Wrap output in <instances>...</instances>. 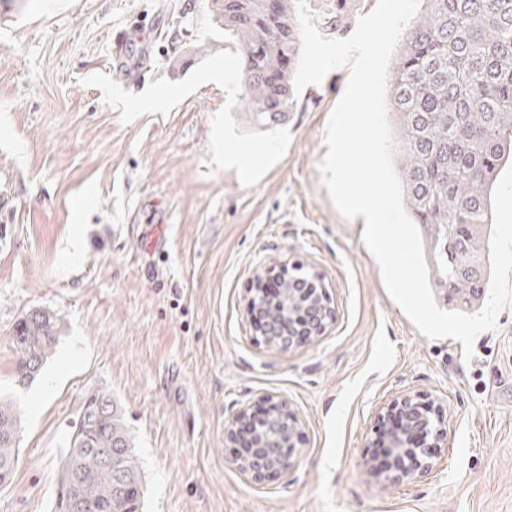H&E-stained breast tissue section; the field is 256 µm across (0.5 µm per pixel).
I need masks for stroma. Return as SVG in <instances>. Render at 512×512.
<instances>
[{
  "instance_id": "obj_1",
  "label": "stroma",
  "mask_w": 512,
  "mask_h": 512,
  "mask_svg": "<svg viewBox=\"0 0 512 512\" xmlns=\"http://www.w3.org/2000/svg\"><path fill=\"white\" fill-rule=\"evenodd\" d=\"M233 46L209 0H0V395L23 409L0 512H53L66 442L101 389L135 439L142 512H512V305L469 361L420 333L364 217H342L322 183L347 69L256 131ZM279 262L324 277L334 321L315 343L253 335V272ZM34 309L61 316L60 336L20 388L11 337ZM406 393L448 428L434 472L409 485L389 480L370 432ZM270 394L304 443L257 483L224 428Z\"/></svg>"
}]
</instances>
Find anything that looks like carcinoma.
<instances>
[{
  "instance_id": "obj_1",
  "label": "carcinoma",
  "mask_w": 512,
  "mask_h": 512,
  "mask_svg": "<svg viewBox=\"0 0 512 512\" xmlns=\"http://www.w3.org/2000/svg\"><path fill=\"white\" fill-rule=\"evenodd\" d=\"M357 0H325L322 28L344 34ZM406 26L387 90L397 118L394 148L403 199L422 225L433 284L470 307L491 280L488 265L496 178L512 160V0H420ZM215 22L237 43L247 119L259 129L298 109L300 52L295 0H211ZM299 267L283 295L311 296ZM59 317L35 310L15 327V381L25 387L52 354ZM21 407L0 398V484L17 462ZM54 512H141L144 485L131 434L105 390L84 401L69 438Z\"/></svg>"
}]
</instances>
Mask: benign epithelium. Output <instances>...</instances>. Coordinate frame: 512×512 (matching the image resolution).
<instances>
[{"instance_id":"obj_1","label":"benign epithelium","mask_w":512,"mask_h":512,"mask_svg":"<svg viewBox=\"0 0 512 512\" xmlns=\"http://www.w3.org/2000/svg\"><path fill=\"white\" fill-rule=\"evenodd\" d=\"M288 279L287 268L267 266L255 272L252 278V296L249 313L255 331L264 343L273 348L289 349L318 340L333 322V311L328 295H323L324 309L317 314L298 317L300 330H289L286 336H275L267 331L257 307V300L281 301V283ZM277 415L281 428L276 460L264 459L266 445L257 436V427L271 415ZM371 433L375 448L387 464L389 478L397 482H415L433 472L439 450L445 447L447 429L437 412L422 404L417 397L404 395L379 408L373 420ZM302 431L285 399L278 395L267 397L262 414L255 415L242 407L224 430V442L234 449L232 463L256 482L288 470L290 460L301 444Z\"/></svg>"}]
</instances>
